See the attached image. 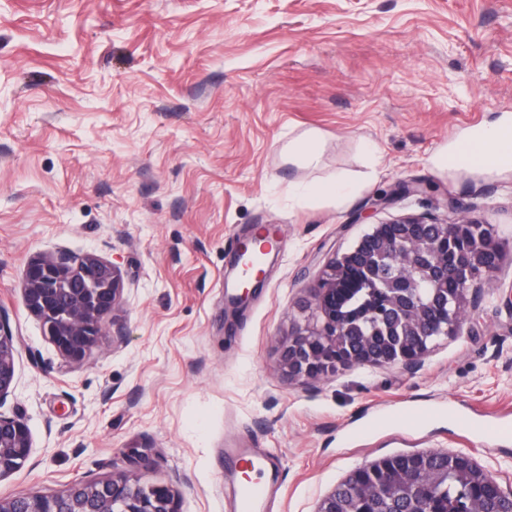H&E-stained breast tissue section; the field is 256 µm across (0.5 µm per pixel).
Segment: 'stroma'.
Instances as JSON below:
<instances>
[{
	"instance_id": "35a3bbf8",
	"label": "stroma",
	"mask_w": 512,
	"mask_h": 512,
	"mask_svg": "<svg viewBox=\"0 0 512 512\" xmlns=\"http://www.w3.org/2000/svg\"><path fill=\"white\" fill-rule=\"evenodd\" d=\"M512 123V0H0V308L20 341L0 412L33 448L0 496L135 473L176 483L181 512H229L228 448L278 462L261 512H315L356 465L464 453L512 490V166L457 143ZM319 132L316 166L289 142ZM341 179L340 200L304 184ZM404 182L423 193L380 199ZM489 222L504 246L460 335L422 367L288 378L280 344L315 322L309 287L372 225ZM277 238L239 313V237ZM120 266L124 303L79 365L24 306L30 258ZM123 333L122 342L113 334Z\"/></svg>"
}]
</instances>
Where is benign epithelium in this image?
<instances>
[{
	"instance_id": "benign-epithelium-1",
	"label": "benign epithelium",
	"mask_w": 512,
	"mask_h": 512,
	"mask_svg": "<svg viewBox=\"0 0 512 512\" xmlns=\"http://www.w3.org/2000/svg\"><path fill=\"white\" fill-rule=\"evenodd\" d=\"M503 257L502 242L481 219L454 223L436 218L404 216L374 225L349 250L335 254L322 275L309 287L321 323L297 326L281 344L280 362L288 376L304 384L340 367L386 366L400 363L409 370L421 367L430 342L460 333L461 315L476 310L481 291L474 283L491 282ZM387 265L392 278L405 288L425 283L433 293L424 298L401 297L390 287L377 289L370 314L401 325L396 339L365 335L355 342L359 318L342 313L338 304L359 282L380 283L377 268ZM21 292L26 308L41 324L43 335L69 364H80L103 335L105 317L122 303L121 269L92 253L67 250L30 259L24 268ZM18 340L6 312L0 310V407L14 389ZM32 450L26 421L0 411V478L20 470ZM453 466L472 470L495 497V512H512V491L501 487L496 475L462 453L425 451L386 456L352 469L347 477L367 472L380 479L369 484L378 500L348 507L332 491L316 512H397L383 501L388 490L404 480L432 496L438 473ZM0 512H180L176 485L146 484L134 474L106 480L74 482L62 495L0 497Z\"/></svg>"
}]
</instances>
